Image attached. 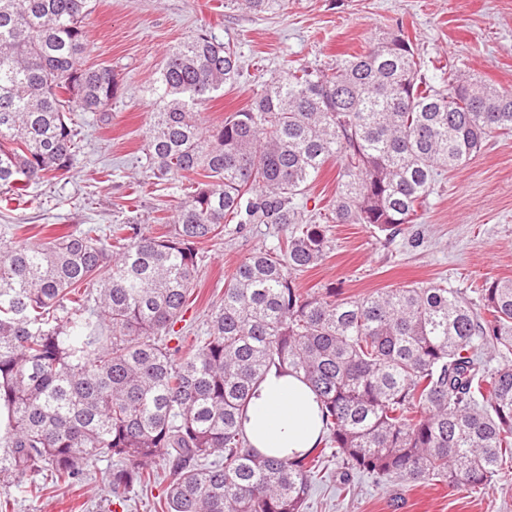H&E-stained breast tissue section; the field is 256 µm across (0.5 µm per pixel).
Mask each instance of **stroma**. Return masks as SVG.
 I'll return each instance as SVG.
<instances>
[{"label":"stroma","mask_w":512,"mask_h":512,"mask_svg":"<svg viewBox=\"0 0 512 512\" xmlns=\"http://www.w3.org/2000/svg\"><path fill=\"white\" fill-rule=\"evenodd\" d=\"M86 64L107 62L123 76V92L108 118L76 115L81 151L69 173L29 186L22 199L0 192V230L23 225L39 240L54 224L76 230L135 217L153 232L186 195L178 181L150 178L145 155L153 110L143 89L166 51L198 30L233 42L244 67L236 84L209 102L203 123L251 104L263 81L291 67L325 63L368 50L387 33L408 32L436 85L449 70L512 91V0H285L275 13L225 9L224 0H92ZM332 248L302 273V290L334 286L361 298L385 288L436 282L470 291L495 278L512 279V136H489L472 163L442 176L418 223L395 239L365 224H334ZM284 224L228 228L220 240L198 246L199 273L185 314L203 333L211 306L224 296V277L251 252L275 245ZM110 464L98 461L82 483L56 484L50 471L11 478L0 512H159L165 466L155 481L124 498L109 488ZM307 512H512V473L468 491L445 483L381 481L328 459L316 479Z\"/></svg>","instance_id":"stroma-1"}]
</instances>
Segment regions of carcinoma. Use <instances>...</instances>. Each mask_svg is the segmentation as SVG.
Masks as SVG:
<instances>
[{"mask_svg":"<svg viewBox=\"0 0 512 512\" xmlns=\"http://www.w3.org/2000/svg\"><path fill=\"white\" fill-rule=\"evenodd\" d=\"M283 0H224L273 13ZM88 0H0V189L72 170L70 113L122 94L110 65L86 66ZM399 28L370 51L270 78L247 108L204 127L200 112L241 74L236 46L201 30L166 53L145 87L152 176L190 192L163 233L127 218L0 239V469L76 483L113 461L112 493L168 469L166 512H305L325 449L382 478L485 486L512 465V279L472 301L436 283L362 299L303 292L329 224L391 239L417 222L445 170L512 133V92L448 69V88ZM339 162L329 214L303 197ZM288 224L235 267L205 335L175 329L198 278L197 246L227 224ZM288 369L316 392L322 446L296 457L249 447L239 419L254 385Z\"/></svg>","mask_w":512,"mask_h":512,"instance_id":"carcinoma-1","label":"carcinoma"}]
</instances>
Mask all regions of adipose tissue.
I'll use <instances>...</instances> for the list:
<instances>
[{
    "mask_svg": "<svg viewBox=\"0 0 512 512\" xmlns=\"http://www.w3.org/2000/svg\"><path fill=\"white\" fill-rule=\"evenodd\" d=\"M242 428L249 445L259 452L294 457L319 443L321 404L301 378L274 369L254 388Z\"/></svg>",
    "mask_w": 512,
    "mask_h": 512,
    "instance_id": "adipose-tissue-1",
    "label": "adipose tissue"
}]
</instances>
